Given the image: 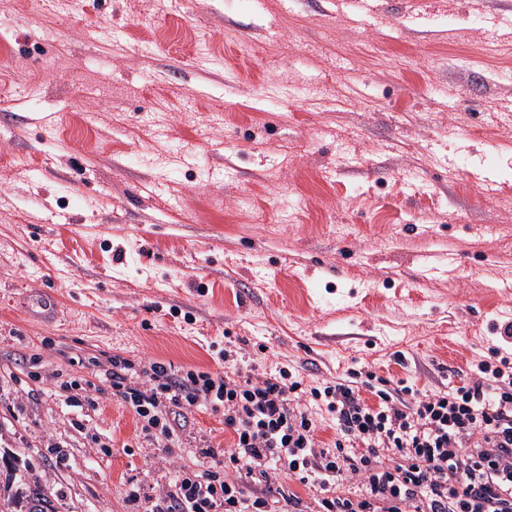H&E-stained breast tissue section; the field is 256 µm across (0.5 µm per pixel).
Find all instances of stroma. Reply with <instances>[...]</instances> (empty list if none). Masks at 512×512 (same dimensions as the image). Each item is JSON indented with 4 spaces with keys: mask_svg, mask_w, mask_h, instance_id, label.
Listing matches in <instances>:
<instances>
[{
    "mask_svg": "<svg viewBox=\"0 0 512 512\" xmlns=\"http://www.w3.org/2000/svg\"><path fill=\"white\" fill-rule=\"evenodd\" d=\"M509 14L0 0V449L58 512H150L231 442L205 410L179 444L143 431L115 354L222 374L237 349L257 375L356 367L424 393L471 378L512 321Z\"/></svg>",
    "mask_w": 512,
    "mask_h": 512,
    "instance_id": "obj_1",
    "label": "stroma"
}]
</instances>
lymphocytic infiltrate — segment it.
Instances as JSON below:
<instances>
[{
  "label": "lymphocytic infiltrate",
  "instance_id": "lymphocytic-infiltrate-1",
  "mask_svg": "<svg viewBox=\"0 0 512 512\" xmlns=\"http://www.w3.org/2000/svg\"><path fill=\"white\" fill-rule=\"evenodd\" d=\"M463 385L423 394L390 387L375 373L303 385L279 370L252 377L178 373L162 362L132 383L133 363L113 355L112 397L165 439L174 418L208 409L224 415L229 449L203 448L202 460L227 457L231 472L181 471L153 512H303L294 484L317 488L318 512H512V324ZM367 377L376 404L359 387ZM310 395L330 415L336 436L320 447ZM359 479L358 492L345 485Z\"/></svg>",
  "mask_w": 512,
  "mask_h": 512
}]
</instances>
